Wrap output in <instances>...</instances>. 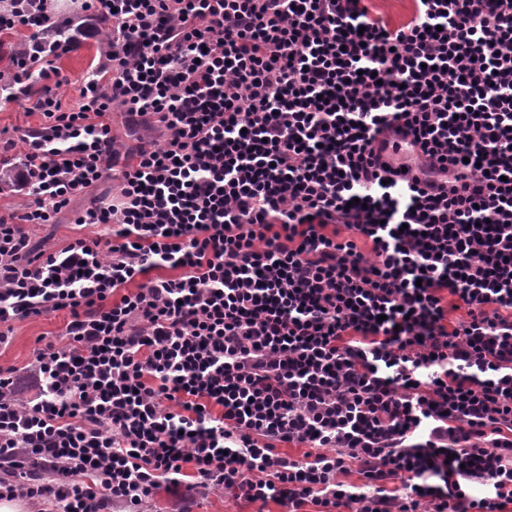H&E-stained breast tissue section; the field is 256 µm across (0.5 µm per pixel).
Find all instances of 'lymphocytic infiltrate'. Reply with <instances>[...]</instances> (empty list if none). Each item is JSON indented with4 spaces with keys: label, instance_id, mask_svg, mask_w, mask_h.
Listing matches in <instances>:
<instances>
[{
    "label": "lymphocytic infiltrate",
    "instance_id": "obj_1",
    "mask_svg": "<svg viewBox=\"0 0 512 512\" xmlns=\"http://www.w3.org/2000/svg\"><path fill=\"white\" fill-rule=\"evenodd\" d=\"M368 2L81 0L112 22L110 64L68 107L29 74L36 46L47 71L69 52L61 14L0 5V90L43 117L0 214V344L68 316L65 345L0 367V500L139 512L166 484L182 512L219 487L287 512L512 504V0H412L397 26ZM116 109L165 139L94 198ZM398 123L421 172L373 159ZM84 194L95 235L35 247L28 225ZM353 468L362 485L340 481Z\"/></svg>",
    "mask_w": 512,
    "mask_h": 512
}]
</instances>
